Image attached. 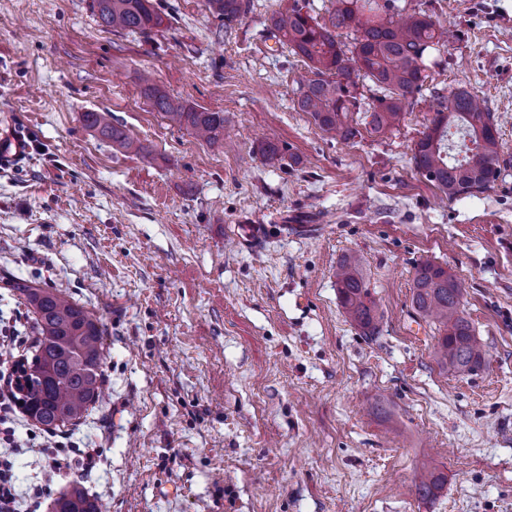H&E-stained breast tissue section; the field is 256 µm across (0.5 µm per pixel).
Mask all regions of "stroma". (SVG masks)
<instances>
[{
  "label": "stroma",
  "mask_w": 512,
  "mask_h": 512,
  "mask_svg": "<svg viewBox=\"0 0 512 512\" xmlns=\"http://www.w3.org/2000/svg\"><path fill=\"white\" fill-rule=\"evenodd\" d=\"M151 2L163 24L146 37L103 27L90 0H0V116L27 146L0 166V341L35 339L18 280L103 326V397L60 430L98 451L87 491L107 512H512V0H396L423 5L447 46L401 126L351 142L295 105L308 71L269 31L281 0H250L229 27L204 0ZM145 70L223 113V146L156 112ZM460 87L496 117L500 174L446 201L412 155L433 96ZM89 110L141 152L85 128ZM262 138L289 157H253ZM347 252L379 335L340 304ZM425 259L460 279L488 370L434 361L411 301ZM426 462L445 481L422 499ZM71 478L20 451L9 487Z\"/></svg>",
  "instance_id": "35a3bbf8"
}]
</instances>
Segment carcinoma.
<instances>
[{"label": "carcinoma", "mask_w": 512, "mask_h": 512, "mask_svg": "<svg viewBox=\"0 0 512 512\" xmlns=\"http://www.w3.org/2000/svg\"><path fill=\"white\" fill-rule=\"evenodd\" d=\"M91 10L101 25L114 31L149 35L163 24L150 0H91ZM205 8L224 27L248 13L250 0H205ZM269 26L279 43L302 58L310 77L299 87L296 105L311 116L316 126L349 142L361 135L359 126L385 134L398 128L414 98L439 66L430 56L445 46L427 11L416 5L402 14L395 0H336V8L320 19L303 11L298 0L269 17ZM352 36L343 49L342 32ZM377 87L368 108H362L360 80ZM144 95L170 123L192 132L215 147L224 141V113L198 110L182 104L142 78ZM434 116L414 147L416 170L432 182L448 200L490 188L498 177L499 141L493 117L484 102L464 88L432 101ZM365 111L360 124L353 114ZM84 125L127 152L140 146L110 121L107 112L81 113ZM286 148L268 139L253 153L265 160L282 157ZM341 306L350 322L365 336L380 333L377 305L363 275L356 253L345 254L335 272ZM15 291L34 309L38 349L31 363L38 368L22 396L25 414L54 431L84 417L98 401L104 383V330L65 291L36 288L16 282ZM461 283L448 269L431 259L416 266L412 305L431 321L432 355L436 363L459 375H471L488 364V351L475 336L464 316ZM441 488L435 469L423 467L416 491L423 499ZM51 512H100L95 497L74 479L51 502Z\"/></svg>", "instance_id": "carcinoma-1"}]
</instances>
